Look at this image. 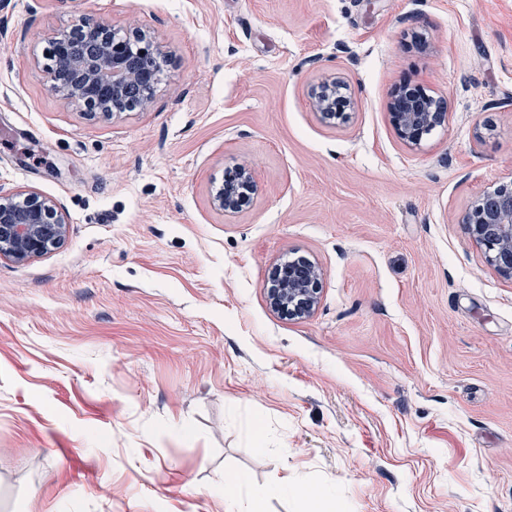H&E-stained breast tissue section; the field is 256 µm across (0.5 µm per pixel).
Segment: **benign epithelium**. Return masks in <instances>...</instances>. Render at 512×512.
Here are the masks:
<instances>
[{"instance_id":"benign-epithelium-1","label":"benign epithelium","mask_w":512,"mask_h":512,"mask_svg":"<svg viewBox=\"0 0 512 512\" xmlns=\"http://www.w3.org/2000/svg\"><path fill=\"white\" fill-rule=\"evenodd\" d=\"M46 56L50 61L46 77L57 97L89 117L110 120L150 106L159 73L151 61H162L166 50L148 31L122 32L105 19L76 15L50 37ZM339 88L336 81H326L312 98L314 110L325 120L345 116L338 107ZM389 109L397 135L411 147L419 146L446 116L420 86L395 91ZM240 185L257 191L245 167L237 168L212 190L211 206L226 215L238 212ZM461 223L487 262L512 279V180L477 195ZM68 233V216L51 198L32 188L0 192V260L30 263L57 249ZM320 281V269L300 257L276 266L264 288L273 309L304 318L319 302Z\"/></svg>"}]
</instances>
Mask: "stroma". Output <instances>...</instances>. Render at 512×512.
<instances>
[{
    "mask_svg": "<svg viewBox=\"0 0 512 512\" xmlns=\"http://www.w3.org/2000/svg\"><path fill=\"white\" fill-rule=\"evenodd\" d=\"M74 6L165 45L148 110L52 92ZM405 82L447 104L416 148ZM509 179L512 0H0V190L70 219L0 260V512H224L228 473L307 488L267 512H512V279L460 222ZM299 256L320 301L290 319L264 285ZM339 88L340 84L336 83V80L323 82L312 98V105L315 112H318L325 120L343 118L346 114L344 113L345 107L349 105V100L344 96L343 98L345 100L343 101L345 102V107H338V98L340 95H338L337 91ZM239 185H248L254 193L258 190L250 170L246 167H239L233 174L226 177L225 184L222 183L219 187H215L212 190L210 196L211 206L215 210L224 212L227 215L237 213L242 206L240 196H248L250 193L248 187L243 186L240 189L239 196L237 191Z\"/></svg>",
    "mask_w": 512,
    "mask_h": 512,
    "instance_id": "obj_1",
    "label": "stroma"
}]
</instances>
